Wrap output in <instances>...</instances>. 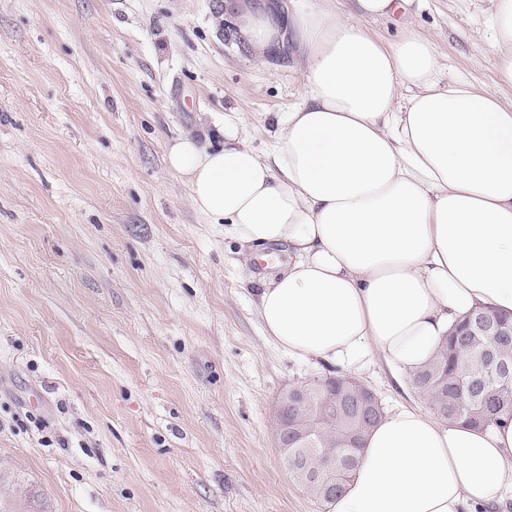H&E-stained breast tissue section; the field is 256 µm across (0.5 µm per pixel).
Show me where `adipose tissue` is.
Returning a JSON list of instances; mask_svg holds the SVG:
<instances>
[{
	"label": "adipose tissue",
	"mask_w": 512,
	"mask_h": 512,
	"mask_svg": "<svg viewBox=\"0 0 512 512\" xmlns=\"http://www.w3.org/2000/svg\"><path fill=\"white\" fill-rule=\"evenodd\" d=\"M224 0L264 60L301 48L304 92L265 153L224 118V145L190 133L166 149L196 209L240 242L291 260L262 280L256 309L289 356L357 371L371 351L395 379L427 364L477 308L512 316V0H490L497 91L441 83L414 30H368L408 0ZM512 498V422L474 428L402 407L371 431L330 512H490Z\"/></svg>",
	"instance_id": "adipose-tissue-1"
}]
</instances>
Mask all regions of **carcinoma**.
Returning <instances> with one entry per match:
<instances>
[{
	"label": "carcinoma",
	"mask_w": 512,
	"mask_h": 512,
	"mask_svg": "<svg viewBox=\"0 0 512 512\" xmlns=\"http://www.w3.org/2000/svg\"><path fill=\"white\" fill-rule=\"evenodd\" d=\"M469 314L447 337L435 358L412 377L413 386L429 401L431 411L444 421L461 420L473 427L512 422V386L504 384L500 369H512V326L485 334ZM354 386L344 376L336 379V401L315 393L295 407L301 424L326 413L336 415V426L315 435L314 444L288 459V470L317 501L330 502L350 481L375 420L357 414L344 387ZM336 460V487L326 491L320 480L327 459Z\"/></svg>",
	"instance_id": "cac0c4a2"
}]
</instances>
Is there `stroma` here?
I'll return each instance as SVG.
<instances>
[{"label": "stroma", "instance_id": "1", "mask_svg": "<svg viewBox=\"0 0 512 512\" xmlns=\"http://www.w3.org/2000/svg\"><path fill=\"white\" fill-rule=\"evenodd\" d=\"M489 0H412L371 23L494 89ZM304 90L255 61L222 0H0V458L52 512H328L288 471L277 401L334 374L265 335L264 262L165 163L184 133L257 151ZM356 380L426 407L379 354Z\"/></svg>", "mask_w": 512, "mask_h": 512}]
</instances>
